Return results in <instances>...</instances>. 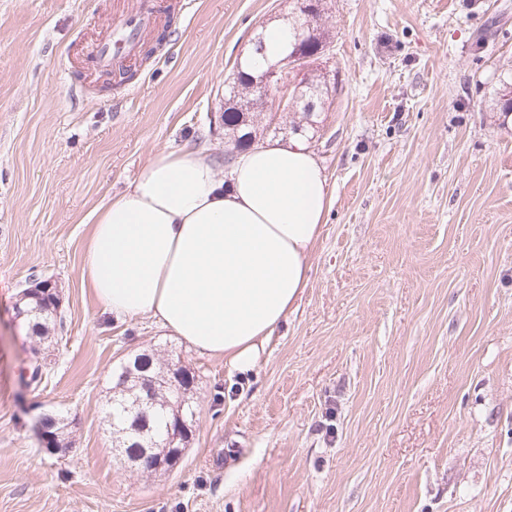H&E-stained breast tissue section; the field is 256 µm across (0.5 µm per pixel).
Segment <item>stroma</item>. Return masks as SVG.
<instances>
[{"mask_svg":"<svg viewBox=\"0 0 512 512\" xmlns=\"http://www.w3.org/2000/svg\"><path fill=\"white\" fill-rule=\"evenodd\" d=\"M130 0H0V512H512V0H326L341 84L308 142L334 189L312 280L249 380L81 277L96 212L155 154L228 146L218 95L293 0H166L129 81L79 63ZM49 279L61 321L27 386L13 306ZM194 371L180 462L113 451L112 372ZM67 419L44 447L41 414Z\"/></svg>","mask_w":512,"mask_h":512,"instance_id":"35a3bbf8","label":"stroma"}]
</instances>
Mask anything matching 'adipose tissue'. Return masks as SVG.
<instances>
[{"label": "adipose tissue", "instance_id": "1", "mask_svg": "<svg viewBox=\"0 0 512 512\" xmlns=\"http://www.w3.org/2000/svg\"><path fill=\"white\" fill-rule=\"evenodd\" d=\"M332 199L301 145L249 150L225 174L162 152L97 213L82 279L103 312L150 318L244 375L309 287Z\"/></svg>", "mask_w": 512, "mask_h": 512}]
</instances>
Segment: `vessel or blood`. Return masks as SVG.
<instances>
[{"mask_svg":"<svg viewBox=\"0 0 512 512\" xmlns=\"http://www.w3.org/2000/svg\"><path fill=\"white\" fill-rule=\"evenodd\" d=\"M162 17L158 0H132L127 12L114 16L106 36L98 39L85 57L87 69L95 72L122 68L139 55Z\"/></svg>","mask_w":512,"mask_h":512,"instance_id":"1","label":"vessel or blood"}]
</instances>
